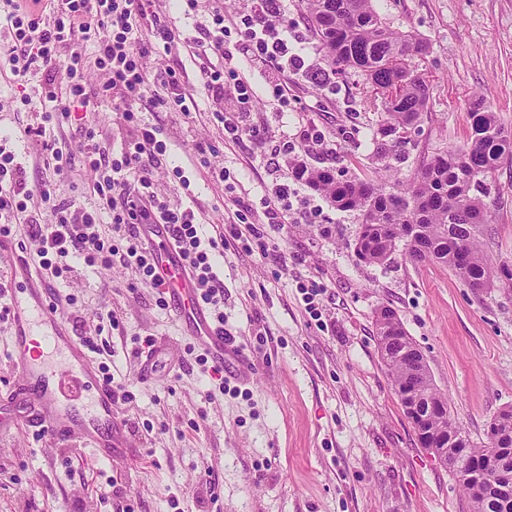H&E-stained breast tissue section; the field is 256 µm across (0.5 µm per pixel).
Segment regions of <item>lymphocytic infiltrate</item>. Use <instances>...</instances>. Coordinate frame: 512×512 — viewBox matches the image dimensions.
Segmentation results:
<instances>
[{"instance_id": "obj_1", "label": "lymphocytic infiltrate", "mask_w": 512, "mask_h": 512, "mask_svg": "<svg viewBox=\"0 0 512 512\" xmlns=\"http://www.w3.org/2000/svg\"><path fill=\"white\" fill-rule=\"evenodd\" d=\"M152 0H48V12L20 9L12 5L6 15L10 34L0 45V56L10 64V83L22 84L28 75L43 74L41 97L52 108L44 112L39 125H26V135L40 138L49 165L56 173L68 171L71 156L47 138L45 125L57 118L70 119L72 113H93L102 100L111 101L115 111L123 113L133 131L120 154H112L97 139L95 127H82L85 168L95 173L92 190L98 197V210H87L76 201H60L47 186L32 190L27 186L21 166L15 160L9 137L0 138V236L12 237L22 224L36 227L39 242L36 252L40 268L60 276L69 271V262L77 258L87 265L111 264L116 250L113 239L127 243L124 262L133 264L146 280H153V256L135 231L136 225L161 221L174 225L183 257L195 271L200 300L212 308L224 304V287L214 272V257L224 251V235L202 238L200 224L193 210L174 205L160 198L150 174L167 153L159 129L142 122L136 116L137 105L150 85L161 86L155 96L156 107L185 112L189 106L179 74L169 69L150 74L144 59L149 48L170 49L180 37L172 26L150 20ZM275 0H251L248 10L229 11L224 0H213L210 20L204 26L200 47L208 48L219 57L216 65L204 67L201 80L216 100L231 96L232 113L216 112L215 118L224 128L225 141L236 144L243 136L262 140L259 129L246 128L240 117L248 112L254 100L249 82L235 80L232 88L224 86V67L235 55L245 54L278 71L293 70L316 77L315 69L295 49L297 40L284 23L277 20ZM148 36V47H141V36ZM94 42L92 58L73 55L66 66L57 63L58 49L75 37ZM105 72L107 79L90 86L86 79L89 69ZM52 209L55 220L37 223L29 210L32 198ZM111 216L109 233L100 229V211Z\"/></svg>"}]
</instances>
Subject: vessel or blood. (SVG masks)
<instances>
[{"label":"vessel or blood","instance_id":"vessel-or-blood-1","mask_svg":"<svg viewBox=\"0 0 512 512\" xmlns=\"http://www.w3.org/2000/svg\"><path fill=\"white\" fill-rule=\"evenodd\" d=\"M140 234L155 261V274L179 323L211 365L225 369L239 357L236 341L216 326L198 300L192 270L183 262L172 225L139 224ZM0 273L9 281L10 346L18 383L0 392V403L33 398L31 411L14 416L15 424L43 430L63 441L79 440L97 457L125 455L130 433L115 413L117 398L100 366L69 326L56 317L45 281L19 246L0 238ZM140 372L152 378L158 366L173 367L169 343L155 340L139 358Z\"/></svg>","mask_w":512,"mask_h":512}]
</instances>
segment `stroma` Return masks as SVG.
<instances>
[{
	"instance_id": "stroma-1",
	"label": "stroma",
	"mask_w": 512,
	"mask_h": 512,
	"mask_svg": "<svg viewBox=\"0 0 512 512\" xmlns=\"http://www.w3.org/2000/svg\"><path fill=\"white\" fill-rule=\"evenodd\" d=\"M372 4L392 29L429 45L415 65L430 97L397 156L376 153L382 103L362 76L322 87L291 71L273 77L270 67L241 55L232 67L257 96L244 120L265 129L268 142H225L200 82L203 59L190 43L209 19L210 0H198L192 11L184 0H153V12L185 42L150 53L147 68L179 71L194 100L187 114L143 101L141 117L160 128L168 147L153 178L205 229L229 228L236 217L254 226V235L225 243L216 269L224 327L255 378L219 393L196 364L190 338L135 267L116 260L46 277L54 308L76 335L100 327L105 362L132 395L116 414L135 448L132 459L108 463L89 449L13 428L0 436V512H470L404 412L378 350L375 316L383 306L395 311L454 421L483 442L492 416L512 407V294L473 292L448 267L414 263L400 251L383 265L357 261L359 214L308 187L287 223L264 216L263 199L292 175L283 143L294 145L299 161L333 169L338 178L380 175L404 184L431 155L466 141L473 96H483L512 132V0ZM278 82L288 93L281 112L266 105ZM41 84L38 74L21 87L0 80V135L10 137L28 185L44 183L57 197L87 202L94 173L77 163L56 175L24 133L31 116L21 96L37 97ZM314 136L324 146L312 145ZM218 168L225 179L213 178ZM476 193L490 208L488 253L512 261V158ZM308 281L321 289L314 315L298 288ZM147 335L172 341L183 365L138 379V339Z\"/></svg>"
}]
</instances>
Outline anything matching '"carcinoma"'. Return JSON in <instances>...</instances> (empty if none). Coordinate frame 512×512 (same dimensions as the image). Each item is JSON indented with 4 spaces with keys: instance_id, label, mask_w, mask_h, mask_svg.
<instances>
[{
    "instance_id": "cac0c4a2",
    "label": "carcinoma",
    "mask_w": 512,
    "mask_h": 512,
    "mask_svg": "<svg viewBox=\"0 0 512 512\" xmlns=\"http://www.w3.org/2000/svg\"><path fill=\"white\" fill-rule=\"evenodd\" d=\"M315 49L326 58L323 79L349 73L365 77L372 90L400 79L394 100L384 103L377 153L388 155L403 139L401 132L420 118L430 95L427 81L414 69L413 59L427 54L428 45L409 31L387 27L372 0H305ZM471 135L467 142L433 156L403 188L384 182L343 180L329 169H310L308 184L323 192L342 210L360 212L357 260L380 265L403 248L414 262L435 261L448 266L473 291L496 288L512 292V268L491 260L485 250L488 206L472 194V186L491 176L503 159L512 157V133L503 131L495 112L481 100L469 104ZM381 358L394 384L412 383L419 398L430 404L428 430L443 448H470L480 458L493 448H512V407L495 415L488 431L492 443L461 440V428L451 418L447 397L424 375L423 362L396 313L382 307L376 314ZM470 512H503L489 494L461 484Z\"/></svg>"
}]
</instances>
